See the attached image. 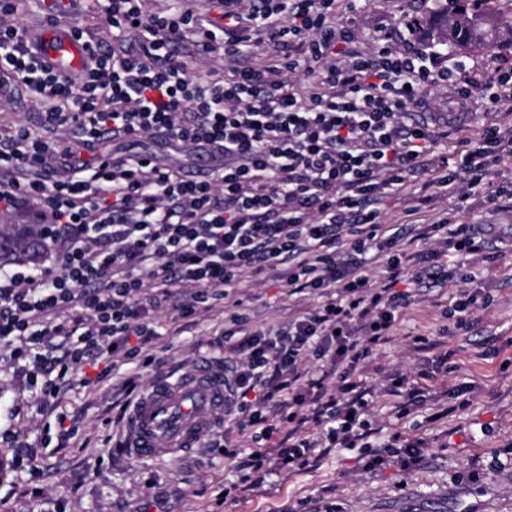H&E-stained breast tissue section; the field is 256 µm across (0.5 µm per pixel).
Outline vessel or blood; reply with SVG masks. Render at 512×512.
I'll return each instance as SVG.
<instances>
[{
	"instance_id": "b4317fda",
	"label": "vessel or blood",
	"mask_w": 512,
	"mask_h": 512,
	"mask_svg": "<svg viewBox=\"0 0 512 512\" xmlns=\"http://www.w3.org/2000/svg\"><path fill=\"white\" fill-rule=\"evenodd\" d=\"M35 50L63 75L79 71L88 55L84 40L53 27L40 35ZM223 409L224 374L202 362L191 378L160 379L140 397L123 445L138 461L156 459L168 449L191 451Z\"/></svg>"
}]
</instances>
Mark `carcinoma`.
<instances>
[{
	"instance_id": "1",
	"label": "carcinoma",
	"mask_w": 512,
	"mask_h": 512,
	"mask_svg": "<svg viewBox=\"0 0 512 512\" xmlns=\"http://www.w3.org/2000/svg\"><path fill=\"white\" fill-rule=\"evenodd\" d=\"M486 0H435L426 19L427 39L445 42L456 51L478 50L489 56L512 50V11L494 15L480 8ZM40 228L24 224L7 226L0 235V262L24 260L37 253L34 239Z\"/></svg>"
}]
</instances>
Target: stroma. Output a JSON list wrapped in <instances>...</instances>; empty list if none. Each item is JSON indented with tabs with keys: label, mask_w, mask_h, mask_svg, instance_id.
<instances>
[{
	"label": "stroma",
	"mask_w": 512,
	"mask_h": 512,
	"mask_svg": "<svg viewBox=\"0 0 512 512\" xmlns=\"http://www.w3.org/2000/svg\"><path fill=\"white\" fill-rule=\"evenodd\" d=\"M427 0H367L354 23L362 33L391 24L401 14L427 15ZM65 29L83 30L85 39L107 37L108 29L96 0H65L57 12ZM100 153L132 149L163 163H177L199 171L198 155L183 156L142 137L129 143L99 144ZM468 288L488 295L490 304L478 310L466 332L450 330L442 349L420 348L419 334L435 338L450 320L442 313L436 292L420 293L404 310L389 343L374 348L372 365L361 378L376 398L369 419L377 434L374 446L390 444L394 434L424 442L421 460L404 471L391 466L366 469L359 448H338L316 468L294 473L271 471L255 490L239 492L220 501L225 485L239 482L237 461L223 449L211 447L203 436L192 452L138 461L117 446L118 435L107 425L102 411L112 403V380L135 381L150 388L173 371L186 372L204 358L224 355L221 308L201 313L196 327L179 336H164L154 364L118 361L112 378L85 387L72 385L64 394L61 410L74 429L73 445L50 452L42 498H21L5 445L0 442V512H512V254L495 263L475 260L463 266ZM237 295L256 323L277 325L296 310L315 307L314 295L288 296L260 282L242 283ZM447 351L457 365L456 375L440 372L437 356ZM432 374L422 406L396 419L382 392L391 375L416 378L419 371ZM29 396L20 388L9 366L0 365V429L16 430L36 421L40 430L55 426V418L32 419Z\"/></svg>",
	"instance_id": "35a3bbf8"
}]
</instances>
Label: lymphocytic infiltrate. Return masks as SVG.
Returning <instances> with one entry per match:
<instances>
[{
    "label": "lymphocytic infiltrate",
    "mask_w": 512,
    "mask_h": 512,
    "mask_svg": "<svg viewBox=\"0 0 512 512\" xmlns=\"http://www.w3.org/2000/svg\"><path fill=\"white\" fill-rule=\"evenodd\" d=\"M358 0H217L218 17L171 11L153 0H102L121 51L90 42L77 78L40 60L18 25L17 0H0V67L43 104L39 130L0 132V212L42 226L31 261L0 265V357L36 414L56 413L64 387L109 376L117 359L155 361L156 316L192 323L224 306V418L266 440L237 468L258 488L268 461L295 472L317 449L354 448L374 430L375 392L358 377L374 347L391 340L414 297L401 283L443 287L442 264L494 246L512 252V224H462L470 197L490 212L512 202V180L492 167L512 156V122L461 136L473 99L512 112V71L486 59L484 78L457 85L461 57L415 45L420 19L405 14L363 36ZM223 60L198 77L173 42ZM451 87L458 112L432 108L426 92ZM155 135L221 159L204 178L124 151L89 162L103 139ZM412 201L387 223V198ZM380 263L370 277V260ZM322 302L288 323H252L231 294L244 276ZM323 361L306 376L309 357ZM336 379L328 387V379ZM319 439L302 437L307 423ZM42 435L13 434L10 451L38 499Z\"/></svg>",
    "instance_id": "lymphocytic-infiltrate-1"
}]
</instances>
